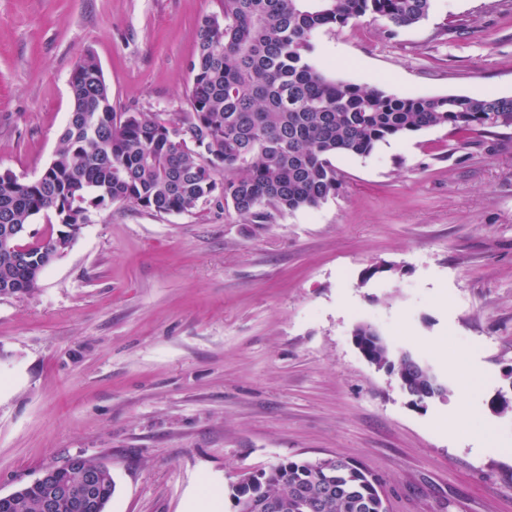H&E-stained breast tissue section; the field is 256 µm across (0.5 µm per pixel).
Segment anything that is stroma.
Returning a JSON list of instances; mask_svg holds the SVG:
<instances>
[{
  "mask_svg": "<svg viewBox=\"0 0 512 512\" xmlns=\"http://www.w3.org/2000/svg\"><path fill=\"white\" fill-rule=\"evenodd\" d=\"M218 0H0V170L33 180L97 56L118 112L188 111ZM326 73L399 96L512 97V0L320 32ZM339 155L319 207L249 224L216 200L91 212L38 287L0 298V495L81 455L107 512H195L294 458L350 457L387 512H512V128L436 127ZM375 327L448 391L418 407L352 342ZM462 423L451 425L454 407Z\"/></svg>",
  "mask_w": 512,
  "mask_h": 512,
  "instance_id": "1",
  "label": "stroma"
}]
</instances>
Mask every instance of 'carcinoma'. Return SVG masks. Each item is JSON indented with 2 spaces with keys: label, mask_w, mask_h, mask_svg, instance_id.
<instances>
[{
  "label": "carcinoma",
  "mask_w": 512,
  "mask_h": 512,
  "mask_svg": "<svg viewBox=\"0 0 512 512\" xmlns=\"http://www.w3.org/2000/svg\"><path fill=\"white\" fill-rule=\"evenodd\" d=\"M432 0H220L205 17L190 63L192 112L176 122L116 112L97 58L85 55L70 77L72 107L47 174L23 181L0 170V297L38 286L44 260L62 255L89 213L127 202L179 214L216 199L250 224L270 213L318 207L342 185L333 160L366 156L388 138L431 127L458 133L512 127V97L397 96L328 77L314 60V36L370 16L394 28L425 20ZM40 214L57 228L36 240L16 228ZM371 361L408 383L414 404L441 397L434 373L407 353L398 364L368 324ZM328 496L303 501L300 491ZM115 491L112 472L97 490L99 512ZM43 484L0 500V512H42ZM239 512H386L380 479L353 459H288L229 485Z\"/></svg>",
  "instance_id": "cac0c4a2"
}]
</instances>
